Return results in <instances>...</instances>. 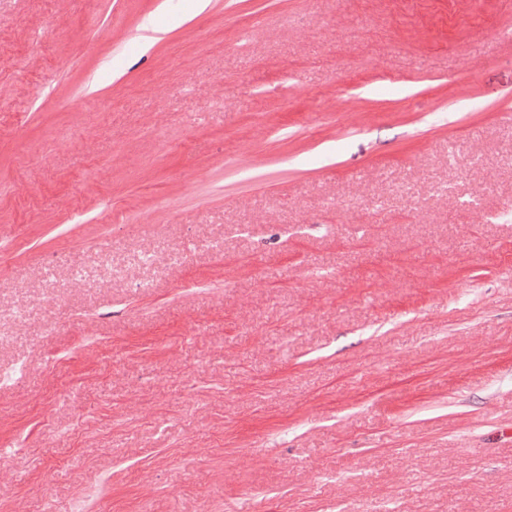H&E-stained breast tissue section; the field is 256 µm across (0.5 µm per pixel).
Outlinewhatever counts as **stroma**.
Returning <instances> with one entry per match:
<instances>
[{
  "mask_svg": "<svg viewBox=\"0 0 512 512\" xmlns=\"http://www.w3.org/2000/svg\"><path fill=\"white\" fill-rule=\"evenodd\" d=\"M507 31L0 0V512H512Z\"/></svg>",
  "mask_w": 512,
  "mask_h": 512,
  "instance_id": "stroma-1",
  "label": "stroma"
}]
</instances>
